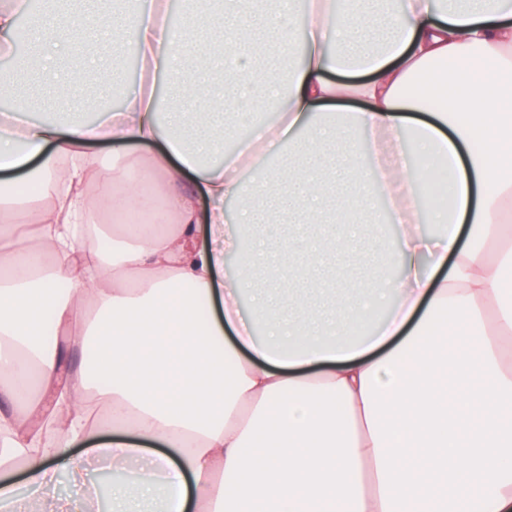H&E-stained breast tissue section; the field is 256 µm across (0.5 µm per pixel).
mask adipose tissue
Segmentation results:
<instances>
[{
    "label": "adipose tissue",
    "mask_w": 512,
    "mask_h": 512,
    "mask_svg": "<svg viewBox=\"0 0 512 512\" xmlns=\"http://www.w3.org/2000/svg\"><path fill=\"white\" fill-rule=\"evenodd\" d=\"M395 10L308 0L287 16L284 0H212L224 14L209 69L185 78L195 16L174 40L154 13L161 0H126V26L109 42L137 55L144 76L118 109L92 120L0 114V398L33 382L24 415L0 411V512H512V7L499 0H398ZM53 6V40L69 55L98 31ZM271 29L275 54L293 60L270 74L250 36ZM219 69L258 113L279 123L214 124L188 143L178 114L159 112L157 75L208 107ZM453 108L425 113L415 81ZM348 193L336 174H303L311 152L341 128ZM484 146L472 149L474 132ZM238 138L229 156L224 142ZM112 164L79 165L90 143ZM385 165L359 168L369 151ZM258 180L246 182L244 167ZM448 204L430 205L439 177ZM97 183L116 225L85 244L74 224L96 214ZM193 192H186V183ZM390 201L401 230L391 288L370 301L341 295L336 313L307 314L301 287L324 262L299 238L265 251L231 225L238 204L271 187L297 190L302 224L347 223L366 186ZM440 225L417 227L422 207ZM147 224H129L133 210ZM506 245L487 257L493 238ZM280 254L296 288L291 313L264 304L255 270ZM233 273H225L227 257ZM251 299L250 313L241 302ZM79 349L77 370L61 346ZM112 416L97 439L92 413ZM120 483L100 495L90 465ZM78 496L53 492L59 470ZM22 471L37 493L21 499Z\"/></svg>",
    "instance_id": "1"
}]
</instances>
